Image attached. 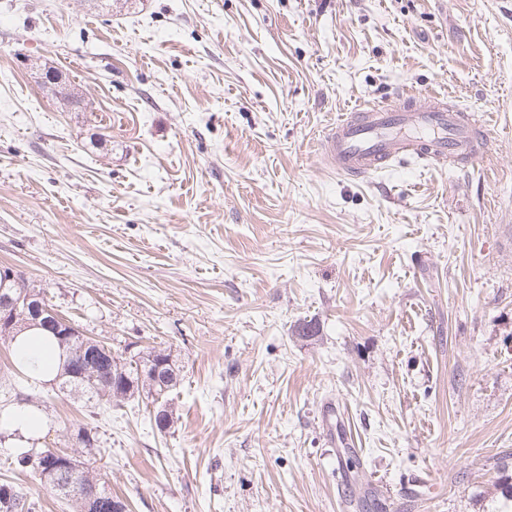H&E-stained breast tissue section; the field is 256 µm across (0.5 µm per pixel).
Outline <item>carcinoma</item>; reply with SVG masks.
<instances>
[{
    "instance_id": "cac0c4a2",
    "label": "carcinoma",
    "mask_w": 512,
    "mask_h": 512,
    "mask_svg": "<svg viewBox=\"0 0 512 512\" xmlns=\"http://www.w3.org/2000/svg\"><path fill=\"white\" fill-rule=\"evenodd\" d=\"M39 324L58 334V340L63 347L65 360L58 374L61 389L84 398L90 407L99 411L120 407L132 398L144 399L153 405L155 411H162L163 418L166 419L165 426L160 428L157 414L150 415V422L157 427V431L163 433L171 429L174 424V409L170 395L180 385L182 376L179 366L171 360V354L167 350L152 347L125 358L121 353L112 352V348L102 342L85 336L80 330L72 335H61L60 329L50 320L48 314L39 319ZM25 328V323H0V343L11 351L15 350L14 338ZM161 358H168L170 362L155 377L151 375V371ZM72 441L85 448H95L99 444V437L88 425L79 424L74 429ZM37 452L42 457L32 458L29 450L17 456H8L3 460V468L7 471H28L39 479V468L43 462L61 454V451L39 448ZM495 467L499 473L497 486L501 495L512 502V474L508 473V465L497 461ZM62 482L90 488L96 486L101 493L96 499L65 496L71 502L73 512H114L112 505L115 503L123 509L127 508L120 497L112 495V490L100 474L83 465L75 474L67 478L58 476L46 482V485L54 491ZM38 508V503L22 489L8 482L0 484V512H37Z\"/></svg>"
}]
</instances>
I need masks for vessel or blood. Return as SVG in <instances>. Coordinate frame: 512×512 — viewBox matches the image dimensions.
<instances>
[{
    "label": "vessel or blood",
    "mask_w": 512,
    "mask_h": 512,
    "mask_svg": "<svg viewBox=\"0 0 512 512\" xmlns=\"http://www.w3.org/2000/svg\"><path fill=\"white\" fill-rule=\"evenodd\" d=\"M403 100L399 109L363 107L337 119L320 144L337 174L362 178L408 154L429 163L476 156L481 122L449 109L437 92L420 101L407 91Z\"/></svg>",
    "instance_id": "1"
}]
</instances>
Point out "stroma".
Segmentation results:
<instances>
[{
	"mask_svg": "<svg viewBox=\"0 0 512 512\" xmlns=\"http://www.w3.org/2000/svg\"><path fill=\"white\" fill-rule=\"evenodd\" d=\"M405 89L485 118L479 154L336 175L326 130ZM2 263L87 336L181 368L170 433L131 400L79 452L129 512H352L348 450L372 512H497L512 0H0ZM14 391L41 400V446L89 420L0 346Z\"/></svg>",
	"mask_w": 512,
	"mask_h": 512,
	"instance_id": "stroma-1",
	"label": "stroma"
}]
</instances>
